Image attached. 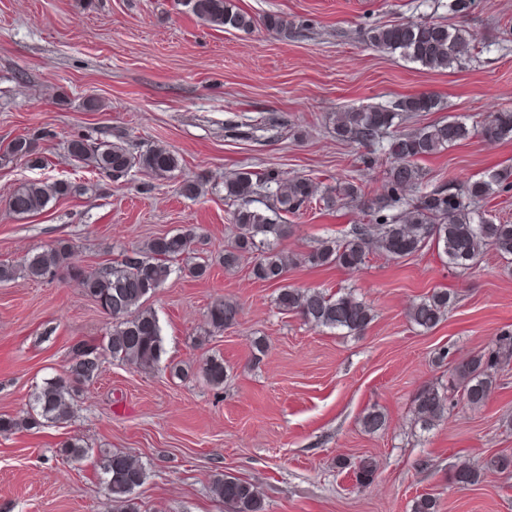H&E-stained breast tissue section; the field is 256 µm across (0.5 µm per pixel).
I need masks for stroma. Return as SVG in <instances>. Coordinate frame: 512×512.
Segmentation results:
<instances>
[{"mask_svg":"<svg viewBox=\"0 0 512 512\" xmlns=\"http://www.w3.org/2000/svg\"><path fill=\"white\" fill-rule=\"evenodd\" d=\"M259 21L280 14L299 28L283 36L208 26L183 0H0V153L18 137L33 139L44 163L0 160V265L65 240L71 261L92 271L120 263L135 247L180 229L210 268L201 279L171 261L168 280L147 301L162 327L160 364L142 370L118 360L80 393L73 419L0 433V512H113L95 468L100 450H121L147 471L134 497L140 512H227L211 491L216 475L254 483L266 512H411L433 494L438 512H512V476L477 486L454 480L458 466L512 454V362L476 410L457 405L424 429L412 400L424 384L444 385L439 350L461 359L512 331V272L495 252L461 269L437 246L401 262L379 253L356 270L289 266L285 285L344 291L369 304L374 319L360 334L314 328L279 310L280 285L262 282L244 257L225 268L234 233L224 180L241 168H275L325 185L354 178L365 199L382 193V167L366 168L365 149L339 141L330 116L418 94L443 111L421 114L425 126L448 116L478 125L512 110V0H478L463 24L476 37L462 66L433 69L368 45V28L423 18L448 20L446 0H233ZM109 131L134 152L154 145L179 158L159 177L133 172L112 180L70 160L79 136ZM434 187L476 180L512 166V141L472 136L422 159ZM67 179L79 193L22 217L9 208L16 187ZM201 193L182 196L183 183ZM363 201L328 211L314 203L289 216L279 241L285 254L308 252L367 223ZM456 300L425 332L409 307L434 289ZM239 306L234 325L207 333L215 299ZM112 321L67 272L35 282L0 283V416L26 410L34 392L62 375L74 345L102 341ZM268 351L252 363V343ZM221 356L223 387L201 367ZM180 375H171L170 366ZM386 426L366 433L370 408ZM79 438L91 456L62 458ZM372 457L373 483L360 486L354 463Z\"/></svg>","mask_w":512,"mask_h":512,"instance_id":"35a3bbf8","label":"stroma"}]
</instances>
